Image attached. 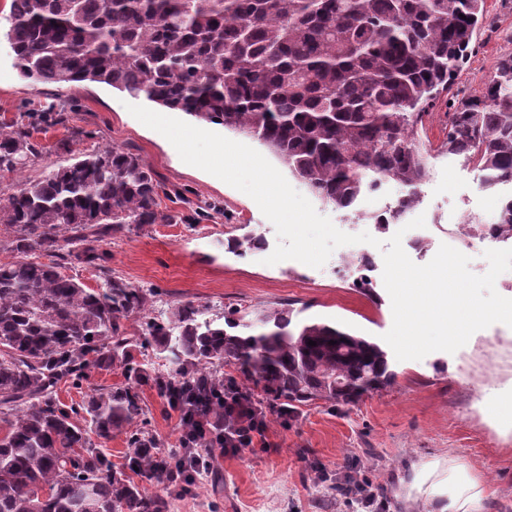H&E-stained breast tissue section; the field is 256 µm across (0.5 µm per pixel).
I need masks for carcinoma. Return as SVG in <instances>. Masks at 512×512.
Instances as JSON below:
<instances>
[{"mask_svg":"<svg viewBox=\"0 0 512 512\" xmlns=\"http://www.w3.org/2000/svg\"><path fill=\"white\" fill-rule=\"evenodd\" d=\"M486 0H10L6 41L22 77L99 83L257 140L327 204L352 210L386 183L404 194L372 215L384 229L420 202L435 149L421 127L448 93ZM41 124L0 119V171L39 152ZM441 153L512 184V58L477 99L449 106ZM158 184L136 153L79 156L0 200V512H166L126 472L190 485L177 452L147 429L138 389L179 413L180 447L224 448L258 422L319 402L356 403L391 387L377 343L289 310L224 322L179 303L151 318L156 293L108 275L102 243L162 221ZM488 229L512 239V196ZM260 236L228 240L244 254ZM48 261L42 262L40 258ZM106 275L89 288L64 264ZM138 315L136 331L127 321ZM316 345H308V341ZM335 344H329V341ZM153 348L165 360L148 359ZM231 371L226 372L224 368ZM121 370L123 388L94 383ZM87 389L67 405L62 388ZM127 431L125 470L102 443Z\"/></svg>","mask_w":512,"mask_h":512,"instance_id":"cac0c4a2","label":"carcinoma"}]
</instances>
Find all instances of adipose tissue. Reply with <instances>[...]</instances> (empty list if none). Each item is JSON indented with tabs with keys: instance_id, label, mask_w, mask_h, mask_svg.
I'll return each mask as SVG.
<instances>
[{
	"instance_id": "obj_1",
	"label": "adipose tissue",
	"mask_w": 512,
	"mask_h": 512,
	"mask_svg": "<svg viewBox=\"0 0 512 512\" xmlns=\"http://www.w3.org/2000/svg\"><path fill=\"white\" fill-rule=\"evenodd\" d=\"M406 496L421 501L425 512H480L487 490L477 475L451 457L411 464Z\"/></svg>"
}]
</instances>
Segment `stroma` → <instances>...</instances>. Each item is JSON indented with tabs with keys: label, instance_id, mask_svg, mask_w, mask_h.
<instances>
[{
	"label": "stroma",
	"instance_id": "1",
	"mask_svg": "<svg viewBox=\"0 0 512 512\" xmlns=\"http://www.w3.org/2000/svg\"><path fill=\"white\" fill-rule=\"evenodd\" d=\"M10 0H0V117L27 120L36 112H60L61 124L38 133L39 155L15 173L0 172V198L43 178L81 154L120 147L139 154L159 184V209L170 222L131 229L106 243L112 275L154 289L150 316H168L175 304L191 301L209 316L237 307L255 314L280 308L298 324L322 322L380 342L393 323L382 280L380 249L366 244L334 250L319 268L295 260L275 265L265 259L278 238L255 201L217 177L184 163L169 143L131 115L145 100L104 84L43 85L23 78L3 37ZM512 57V0H488L486 20L474 38L467 63L446 99L425 123L432 144L443 138L448 102L481 96L496 64ZM481 171L439 154L430 161L416 209L425 227L408 231L402 246L419 265L441 244L457 246L465 221H491L512 187L489 191ZM399 187L363 197L356 215L313 200L315 210L343 232H368L385 241L396 225L381 229L371 216L395 202ZM254 232L263 249L229 251L228 239ZM360 253L373 262L361 281L341 276L343 261ZM394 385L349 406L324 403L303 409L288 424L268 425L266 443L218 455L190 491L168 493V512H422L406 499L402 480L411 463L454 457L480 477L492 495L483 512H512V428L490 410L512 404V327L493 324L475 332L449 354L392 361ZM141 396L148 427L175 450L181 427L177 412L150 389ZM372 483L376 501L363 508L353 482Z\"/></svg>",
	"mask_w": 512,
	"mask_h": 512
}]
</instances>
